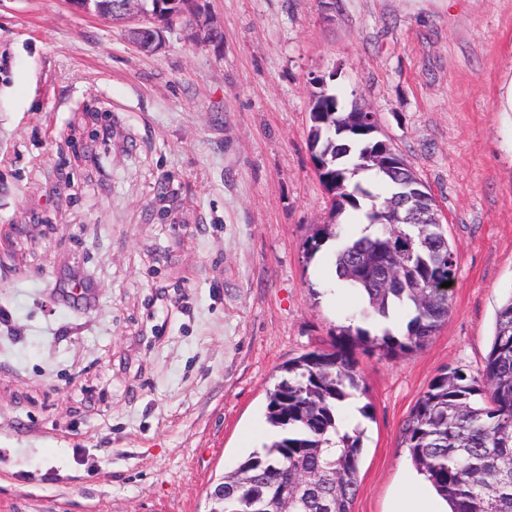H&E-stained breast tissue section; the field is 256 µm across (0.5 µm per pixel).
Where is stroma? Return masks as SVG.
<instances>
[{"label":"stroma","mask_w":512,"mask_h":512,"mask_svg":"<svg viewBox=\"0 0 512 512\" xmlns=\"http://www.w3.org/2000/svg\"><path fill=\"white\" fill-rule=\"evenodd\" d=\"M150 54L65 0H0V512H209L274 432L266 390L332 349L362 300L307 259L330 215L308 138L317 79L361 96L457 249L428 344L355 352L352 512H391L430 382L477 373L512 296V0H198ZM111 123L112 152L85 112ZM88 279L68 309L55 284ZM181 23L190 29H194L198 36L203 37L208 42L217 43L218 40L214 36V32L218 31V27L214 26L206 18L203 19L196 10L191 13H186L181 17Z\"/></svg>","instance_id":"stroma-1"}]
</instances>
